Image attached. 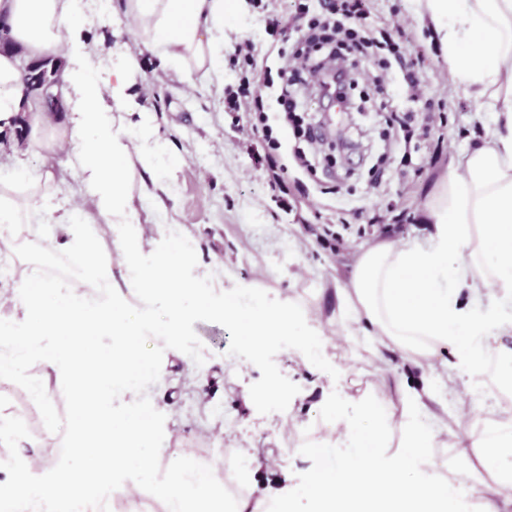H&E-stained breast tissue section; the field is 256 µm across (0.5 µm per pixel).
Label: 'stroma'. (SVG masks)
Segmentation results:
<instances>
[{
  "mask_svg": "<svg viewBox=\"0 0 512 512\" xmlns=\"http://www.w3.org/2000/svg\"><path fill=\"white\" fill-rule=\"evenodd\" d=\"M304 2L240 0L224 23L219 78L192 87L163 75L150 54L129 59L126 48L135 36L124 0H112L104 17L97 0L89 2L81 37L101 48L91 68H130L139 108L126 115L129 132L154 154L152 167L128 181L140 251L151 254L168 232L183 234L197 253V276L211 278L218 291L242 285L301 303L320 321L332 362L343 367L335 380L307 370L298 350H281L275 364L300 391L286 411L263 415L242 398L260 379L259 369L229 355L223 326L196 322L204 363L164 353L162 376L152 387L161 479L174 464L212 460L220 476L244 492L274 485L285 472L297 486L318 470L305 443L331 401L381 397L399 411L405 392L429 381L449 408L471 409L455 426L465 436L479 433L487 410L501 405L491 385L463 378L449 388L397 350L376 355L354 342L343 333L336 290L349 280L362 249L381 240L427 238L423 202L453 157L484 134L490 117L453 87L438 45L420 32L407 0H367L369 26L392 31L421 64L415 91L407 90L397 67L374 60L365 65L360 86L370 91L381 79L394 106L410 107L411 120L403 130L387 124L386 113L368 110L360 129H346L356 150L338 148L325 159L322 141L295 135L286 123L279 87L263 90L258 105L240 93L244 80L281 66L300 37L294 19ZM144 183L163 187V205L141 196ZM200 373L206 384H197ZM0 414L30 437L41 436L50 417L60 434L73 425L67 387L36 402L23 376L6 381Z\"/></svg>",
  "mask_w": 512,
  "mask_h": 512,
  "instance_id": "stroma-1",
  "label": "stroma"
}]
</instances>
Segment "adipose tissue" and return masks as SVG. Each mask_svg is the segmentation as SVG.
Listing matches in <instances>:
<instances>
[{
	"label": "adipose tissue",
	"instance_id": "adipose-tissue-1",
	"mask_svg": "<svg viewBox=\"0 0 512 512\" xmlns=\"http://www.w3.org/2000/svg\"><path fill=\"white\" fill-rule=\"evenodd\" d=\"M239 0H125L140 51L158 57L179 81L193 86L210 76L224 56V22ZM411 13L439 44L454 86L492 118L490 129L453 160L422 208L434 231L409 245L380 242L362 251L338 294L348 335L368 337L374 349H398L448 381L482 376L485 362L503 354L512 335V0H408ZM84 0H0V23L12 46L0 52V134L10 133L13 170L0 177V252L19 253L25 231L56 224L63 231L49 248L60 251L86 278L106 289V301L92 305L78 283L50 294L48 284L23 275L0 289V380L32 370L34 398L48 397L51 384L66 385L75 423L67 453L48 466L39 482L0 480V512H108L99 499H84L86 478L112 471L131 476L129 494L149 489L163 512H288L289 487L248 492L227 501L216 462L175 467L155 479L154 401L137 373L147 353L136 342L145 316L112 285L111 256L69 234L77 210L59 197L51 168L25 167L30 147L71 151L85 174L82 192L95 204V224L136 223L126 193L125 172L133 164L150 168L151 157L123 129L122 115L134 100L129 73L94 74L84 67L92 49L74 36L84 22ZM61 58L66 93L79 113L30 112L20 59ZM30 129L25 142L12 136L19 120ZM133 287L166 299L164 333L177 335L193 293L182 268L168 260L137 266ZM467 293L468 305L448 299ZM113 338L112 360L101 366L84 348L93 336ZM69 337V347L49 344ZM449 359H439L442 350ZM431 389L407 394L401 416L383 401H366L360 417L339 431L336 407L325 411L323 447L348 441L354 454L334 462L331 475L315 474L300 487L330 512H431L433 503L462 512L479 500L481 512H501L493 484L512 479V409L485 415L476 438L458 441L461 455L479 466L467 483L449 475L427 478L431 449L442 447L444 413L424 420ZM395 447L397 463L380 457Z\"/></svg>",
	"mask_w": 512,
	"mask_h": 512
}]
</instances>
